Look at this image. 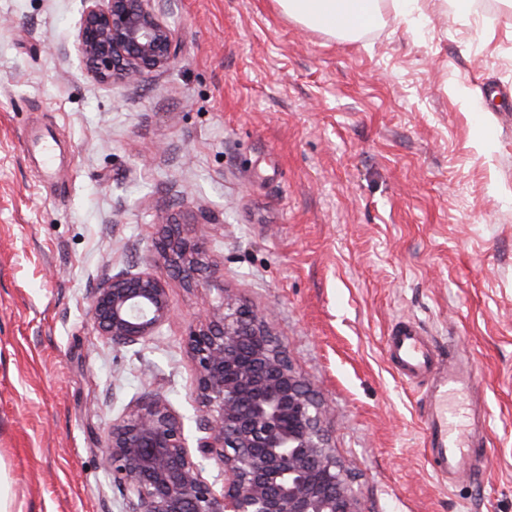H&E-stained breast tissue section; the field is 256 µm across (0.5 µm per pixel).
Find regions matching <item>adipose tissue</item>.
Listing matches in <instances>:
<instances>
[{
	"mask_svg": "<svg viewBox=\"0 0 512 512\" xmlns=\"http://www.w3.org/2000/svg\"><path fill=\"white\" fill-rule=\"evenodd\" d=\"M283 12L298 22L344 36L378 22L379 0H278Z\"/></svg>",
	"mask_w": 512,
	"mask_h": 512,
	"instance_id": "1",
	"label": "adipose tissue"
}]
</instances>
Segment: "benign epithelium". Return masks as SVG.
<instances>
[{"label": "benign epithelium", "mask_w": 512, "mask_h": 512, "mask_svg": "<svg viewBox=\"0 0 512 512\" xmlns=\"http://www.w3.org/2000/svg\"><path fill=\"white\" fill-rule=\"evenodd\" d=\"M153 2L80 0L73 46L94 81L136 83L173 63L177 34ZM153 249L188 285L210 287L203 243L181 225L161 221ZM216 292L185 343L206 412L196 448L224 466V488L218 493L202 477L180 417L156 396L109 426L103 465L123 487V512H362L330 447L328 405L293 369L265 316L222 287ZM89 314L99 336L134 347L155 340L172 309L153 273L106 271Z\"/></svg>", "instance_id": "benign-epithelium-1"}]
</instances>
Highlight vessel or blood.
Listing matches in <instances>:
<instances>
[{"label": "vessel or blood", "mask_w": 512, "mask_h": 512, "mask_svg": "<svg viewBox=\"0 0 512 512\" xmlns=\"http://www.w3.org/2000/svg\"><path fill=\"white\" fill-rule=\"evenodd\" d=\"M386 353L402 381L428 383L422 397L426 451L431 469L447 479L470 470L480 446L470 431H463L448 405V395L458 390L478 391L473 367L457 352L441 354L414 320L397 321L388 332Z\"/></svg>", "instance_id": "1"}]
</instances>
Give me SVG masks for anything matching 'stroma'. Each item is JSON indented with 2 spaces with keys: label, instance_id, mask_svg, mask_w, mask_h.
Returning a JSON list of instances; mask_svg holds the SVG:
<instances>
[{
  "label": "stroma",
  "instance_id": "stroma-1",
  "mask_svg": "<svg viewBox=\"0 0 512 512\" xmlns=\"http://www.w3.org/2000/svg\"><path fill=\"white\" fill-rule=\"evenodd\" d=\"M355 40L277 0H168L179 49L133 85L71 51L79 0H0V468L16 512H123L108 426L162 395L195 445L187 326L206 293L153 260L189 224L331 410L362 512H512V0H381ZM152 269L159 339L98 336L104 271ZM465 350L489 409L479 475L441 481L422 389L384 340Z\"/></svg>",
  "mask_w": 512,
  "mask_h": 512
}]
</instances>
